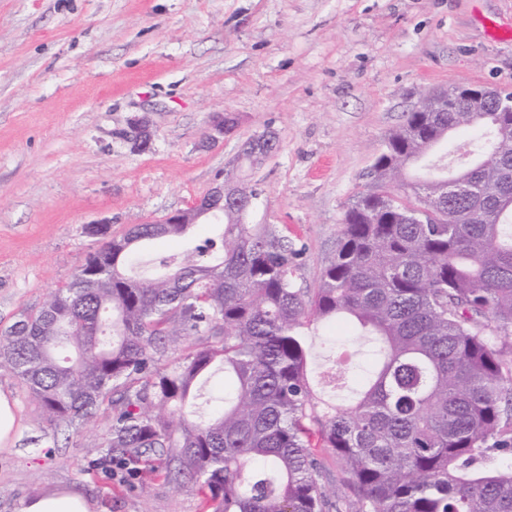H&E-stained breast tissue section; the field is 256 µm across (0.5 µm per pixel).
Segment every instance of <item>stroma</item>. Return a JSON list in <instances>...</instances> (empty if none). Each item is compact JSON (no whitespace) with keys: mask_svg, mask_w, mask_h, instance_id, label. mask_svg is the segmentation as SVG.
I'll return each instance as SVG.
<instances>
[{"mask_svg":"<svg viewBox=\"0 0 512 512\" xmlns=\"http://www.w3.org/2000/svg\"><path fill=\"white\" fill-rule=\"evenodd\" d=\"M491 21L512 27V0H0V331L73 280L100 245L85 225L119 236L187 209L266 131L278 147L242 170L258 193L246 221L304 244L298 283L317 287L345 210L420 93L512 91V38H493ZM223 110L237 127L210 143ZM139 117L154 133L144 153L122 137ZM313 331L314 367L327 336L356 371L375 359L345 324ZM0 389L20 417L0 450V512L64 490L96 512H203L192 484L107 487L81 471L107 413L55 433L13 375Z\"/></svg>","mask_w":512,"mask_h":512,"instance_id":"stroma-1","label":"stroma"}]
</instances>
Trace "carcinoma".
Returning <instances> with one entry per match:
<instances>
[{
	"instance_id": "obj_1",
	"label": "carcinoma",
	"mask_w": 512,
	"mask_h": 512,
	"mask_svg": "<svg viewBox=\"0 0 512 512\" xmlns=\"http://www.w3.org/2000/svg\"><path fill=\"white\" fill-rule=\"evenodd\" d=\"M476 124L462 191L409 176ZM368 177L318 287L297 283L303 246L228 210L222 233L137 273L141 247L186 225L135 224L0 333V371L51 427L109 413L88 470L193 483L210 512H512V112H410ZM336 318L380 359L326 407L309 329ZM216 367L236 387L215 415L198 388ZM328 373L347 388L341 353Z\"/></svg>"
}]
</instances>
